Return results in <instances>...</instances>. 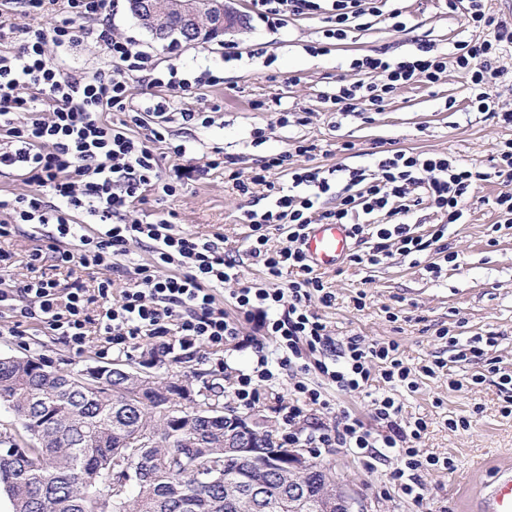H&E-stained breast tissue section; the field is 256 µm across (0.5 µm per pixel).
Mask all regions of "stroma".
<instances>
[{"label":"stroma","instance_id":"stroma-1","mask_svg":"<svg viewBox=\"0 0 512 512\" xmlns=\"http://www.w3.org/2000/svg\"><path fill=\"white\" fill-rule=\"evenodd\" d=\"M399 5L408 18V32H394L387 22L375 17L369 25L353 31L340 50L322 55L308 51L321 38L322 16L292 19L284 28L272 30L251 13L247 0H234L235 8L246 18L245 28L203 46L154 43L130 14L127 0H118L112 30L139 43L160 64L171 61L195 71L208 68L224 78L223 85L200 88L186 98V107L204 110L217 102L222 112L213 126L193 132L187 156L170 153L163 157V169L191 164L204 152L219 147L226 154L240 156L238 168L245 174L258 160L275 153L288 154L292 167L368 170L374 163L372 150L379 142L414 152L453 154L489 167L497 143L512 138V126L471 106L469 78L456 68H449L435 84L397 90L380 112L344 114L326 102L327 93L339 79H356L349 63L358 55L384 51L402 59L414 51L419 40L430 41L450 54L464 39L443 0H400ZM275 98L289 111H308V123L280 127L277 113L264 108ZM451 99L456 105L450 109L446 103ZM257 128L265 132L258 145L251 141ZM301 139L318 144L319 152L309 158L293 155V143ZM346 142L352 143V151H342ZM500 189L495 178L479 183L465 223L449 227L443 241L457 253L455 262H446L443 255L430 249L414 260L395 255L377 266L347 260L321 274L334 300L331 306L318 303L314 309L337 341L350 336L361 337L368 344L397 341L403 361L418 372L421 366L436 361L444 364L435 376L419 373L416 389L401 387L394 393L402 408L400 424L425 420L428 428L421 448L451 458L455 465L448 472L424 474L421 510H414L401 493L388 486V473L400 464L396 453H385L368 467L349 449H322L321 460L358 492L368 512H467L489 472L512 458V417L502 416L495 377L487 372V362L493 359L502 371L512 373V231L489 233L499 219L494 199ZM262 195L259 188L253 195H240L218 168L190 181L174 198L162 202L148 195L136 206L135 214L150 220L159 211H171L180 230L209 239L223 235L225 249L242 259L239 283L244 285L261 277L258 266L246 256L251 230L242 218L253 200ZM435 263L442 267L437 277L428 271ZM358 296L364 301L360 309L354 304ZM444 326L462 343L494 333L496 343L489 358L452 362L447 339L438 336ZM261 339L253 323L242 322L238 339L226 345L221 355L207 357L177 349L166 355L161 374L196 388L209 384L222 392L224 403L233 404L229 392L233 376L256 366L254 344ZM0 354L40 357L51 368L72 372L116 360L139 368L149 360L141 348L102 352L101 342L95 338L78 354L61 337L44 329L28 330L23 336L0 334ZM221 364L226 367L222 373L217 370ZM480 374L485 375V382L468 387V378ZM294 381V370H278L265 386V400L251 410L256 417L272 420L282 434L288 427L275 408L293 401ZM328 398L329 409L309 419V431L335 427L346 411L368 428H375L366 393L332 391ZM460 416L469 418V428L450 430L449 419Z\"/></svg>","mask_w":512,"mask_h":512}]
</instances>
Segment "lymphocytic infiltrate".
Here are the masks:
<instances>
[{
    "label": "lymphocytic infiltrate",
    "instance_id": "f902f5d3",
    "mask_svg": "<svg viewBox=\"0 0 512 512\" xmlns=\"http://www.w3.org/2000/svg\"><path fill=\"white\" fill-rule=\"evenodd\" d=\"M251 0L254 14L266 26L279 29L289 18L325 15L327 24L315 53L341 46L365 16H386L395 32L408 22L388 0ZM113 0H0V169L21 172L30 191L0 195V240L13 236L22 224H51L55 230L45 248L35 249L24 267H16L8 250L0 248V272L9 281L0 288V310L7 312L10 335L37 325L83 351L90 336H100L117 349L139 340H153L167 353L170 337L182 349L216 354L235 340L240 319L258 321L272 349L258 348L252 372L237 373L233 394L250 408L259 403L262 385L275 368L293 367L302 377L293 384L295 399L285 407L289 427L283 442L291 448L340 446L358 457L376 459L380 449L398 453L402 465L390 472L389 484L413 506L424 501V472L453 470L451 459L423 453V420L401 427L395 398L380 394L370 401L380 432H372L357 417L342 414L335 429L302 435L297 426L309 412L328 408V389L359 393L380 382L389 387H414L412 369L399 355L397 343L364 344L357 336L336 342L312 301L330 305L331 292L309 264L303 241L310 225L346 224L357 245L352 262L372 266L393 254L410 256L430 248L447 253L442 240L452 224L463 223L474 187L491 177L503 188L494 199L498 210L512 215V140L502 141L490 170L444 153H422L379 147L374 169L350 170L335 183L318 167L286 170L287 155L264 157L249 177L237 168L238 157L209 160L223 167L243 195L253 187L265 191L270 203L244 214L251 228L248 254L262 267L264 281L237 287L236 261L224 252L223 237L203 239L176 230L165 213L150 221L133 215L147 194L160 199L176 196L187 180L204 176L206 168L163 170L157 145L177 156L188 151L178 132L215 124L220 105L196 111L185 107L186 96L203 87L223 84L210 70L192 72L174 64L159 65L152 55L112 31ZM449 14L470 37L458 41L454 55L438 52L428 41L402 60L384 54L352 59L357 80H339L327 100L340 112H380L399 87L438 82L449 67L470 76V102L500 123L512 124V111L499 109L485 85L496 77L493 66L502 47L512 44V27L496 23L486 0H447ZM50 25H42L45 16ZM92 42L107 51L111 67L93 75L69 70L67 52ZM163 87L167 101L133 99L132 81ZM287 173V183L276 176ZM336 204L321 209L322 197ZM440 217L427 236L414 234L412 219L420 205ZM287 228V244L269 248L270 228ZM148 244L151 262L135 265L129 282L113 293V276L123 269L130 244ZM74 278L68 285L46 273L45 258ZM298 279L280 287L284 269ZM84 278H76V271ZM235 284L233 311L218 299L225 284ZM316 381H309V374Z\"/></svg>",
    "mask_w": 512,
    "mask_h": 512
}]
</instances>
